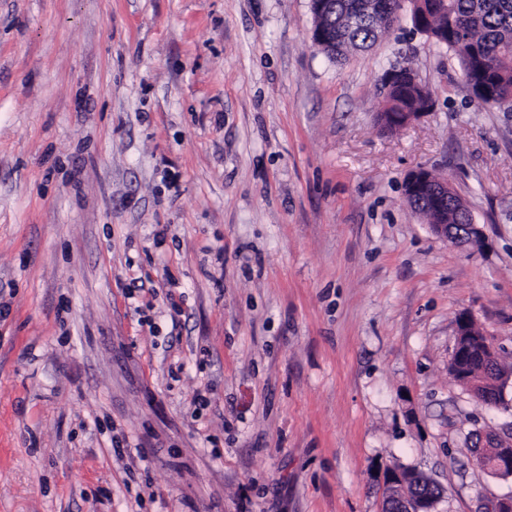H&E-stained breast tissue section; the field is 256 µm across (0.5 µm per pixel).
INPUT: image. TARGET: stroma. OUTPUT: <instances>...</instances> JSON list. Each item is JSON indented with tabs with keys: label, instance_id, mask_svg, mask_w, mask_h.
Returning a JSON list of instances; mask_svg holds the SVG:
<instances>
[{
	"label": "stroma",
	"instance_id": "obj_1",
	"mask_svg": "<svg viewBox=\"0 0 512 512\" xmlns=\"http://www.w3.org/2000/svg\"><path fill=\"white\" fill-rule=\"evenodd\" d=\"M309 0H0V512H487L512 444V112L409 17L339 64ZM430 111L383 132L387 72ZM426 168L481 245L404 195ZM465 366L471 376V381L479 384L484 391H492V389L500 382L504 386L508 373L496 359L492 366H484L482 353L480 350H474L466 359ZM404 469L390 471L386 476V496L383 504V512H432L433 507L429 502L418 498H401L394 494L396 487L404 482ZM399 505L400 510H393L392 506Z\"/></svg>",
	"mask_w": 512,
	"mask_h": 512
}]
</instances>
